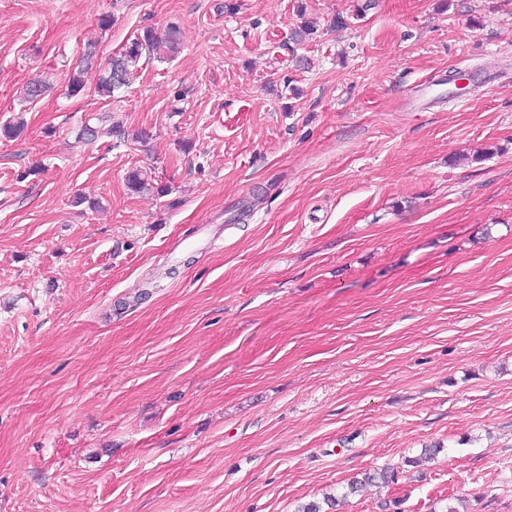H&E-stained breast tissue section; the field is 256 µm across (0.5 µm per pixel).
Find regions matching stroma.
<instances>
[{
    "label": "stroma",
    "mask_w": 512,
    "mask_h": 512,
    "mask_svg": "<svg viewBox=\"0 0 512 512\" xmlns=\"http://www.w3.org/2000/svg\"><path fill=\"white\" fill-rule=\"evenodd\" d=\"M236 2L0 0V512H512V0ZM179 41L180 31L176 26L168 28L164 43L159 41L152 29L145 28L141 34L128 40L122 48L120 56L112 58L109 66L99 74L95 81V92L101 97L112 100L115 92L128 85L129 77L134 70H137L144 53H148L149 56L151 53L158 54L162 48L174 52L178 48ZM395 479V473L393 470L389 468H383L378 470H374L373 472H364L362 473L361 478H353L350 480L343 492V497L348 498L349 496L356 495L361 488H363L366 484H381L384 486H389L390 483H393Z\"/></svg>",
    "instance_id": "stroma-1"
}]
</instances>
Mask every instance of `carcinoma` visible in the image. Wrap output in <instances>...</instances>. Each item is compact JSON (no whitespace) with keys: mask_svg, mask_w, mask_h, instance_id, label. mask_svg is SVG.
<instances>
[{"mask_svg":"<svg viewBox=\"0 0 512 512\" xmlns=\"http://www.w3.org/2000/svg\"><path fill=\"white\" fill-rule=\"evenodd\" d=\"M179 41L180 31L175 26L168 28L163 43L155 36L152 29H144L141 34H137L134 38L128 40L122 48L120 56L111 59L109 66L104 69L103 73L99 74L95 81V92L101 97L112 99L116 92L128 85L129 77L138 68L143 54H154L164 48L173 52L178 48ZM394 479V471L388 468L364 472L362 477L354 478L347 483L342 497L346 499L357 494L367 484L375 483L388 486L394 482Z\"/></svg>","mask_w":512,"mask_h":512,"instance_id":"1","label":"carcinoma"}]
</instances>
